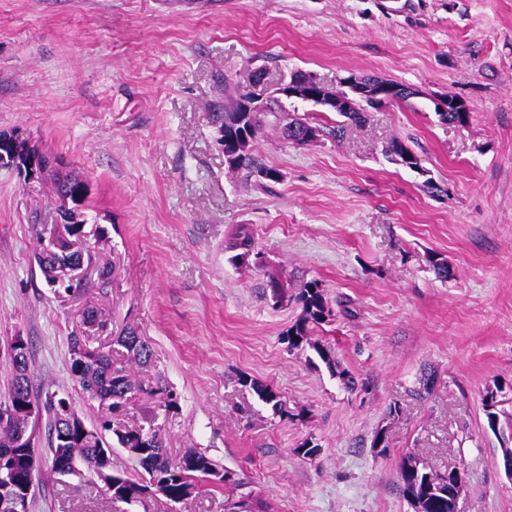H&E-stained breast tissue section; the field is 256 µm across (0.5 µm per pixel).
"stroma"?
Listing matches in <instances>:
<instances>
[{"mask_svg":"<svg viewBox=\"0 0 512 512\" xmlns=\"http://www.w3.org/2000/svg\"><path fill=\"white\" fill-rule=\"evenodd\" d=\"M295 71L336 90L379 76L417 94L361 124L281 99L252 148L278 179L230 171L212 113L225 94L265 98ZM448 95L466 123L439 120ZM295 116L313 141L282 139ZM0 131L86 181L76 218L93 261L76 293L51 290L34 254L57 225L53 180L0 168V400L20 336L34 393L69 397L98 423L105 410L68 352L93 306L103 326L91 347L114 350L134 328L151 363L122 350L115 361L176 397L163 416L133 392L124 425L157 418L173 456L196 450L235 473L257 512H412L398 481L410 454L440 476L465 469L458 512H512L498 465L512 431L493 434L482 406L501 386L512 418V0H412L399 13L379 0H0ZM393 140L420 170L384 156ZM243 227L259 262L233 258ZM273 277L291 296L321 284L333 315L312 339L356 390L284 343L301 307L275 303ZM245 377L276 388L283 412ZM307 439L317 455L299 454ZM35 446L43 474L28 512H114L98 477L62 484L47 435ZM228 497L204 482L188 501L130 512H227Z\"/></svg>","mask_w":512,"mask_h":512,"instance_id":"1","label":"stroma"}]
</instances>
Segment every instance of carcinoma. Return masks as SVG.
<instances>
[{
	"instance_id": "obj_1",
	"label": "carcinoma",
	"mask_w": 512,
	"mask_h": 512,
	"mask_svg": "<svg viewBox=\"0 0 512 512\" xmlns=\"http://www.w3.org/2000/svg\"><path fill=\"white\" fill-rule=\"evenodd\" d=\"M246 97L240 91L235 96L224 100V111L213 113V121L218 123V132L227 136L243 132L245 141L236 147L226 144L235 155L229 170L239 171L256 169L259 176L274 181L278 172L273 168L254 167L252 147L263 128L262 116L275 111L279 105L273 96L259 112H237L235 108ZM84 181L70 173H56L55 188L75 191ZM253 238L246 229H239L228 243V248L237 251L236 257L243 258L253 251ZM91 259V255L69 252L62 246L54 244L40 249L35 260L48 285H53L61 278L70 265ZM301 304V314L285 332V341L291 349L307 346L315 351L329 371L336 375L345 388H355L356 382L350 372L341 367L331 351L319 346L310 338L313 327L322 324L332 316V309L326 299L324 290L316 281L306 283L297 296ZM115 343L126 350L127 356L141 365L150 362L152 352L149 344L130 329L118 336ZM29 348L23 346L21 358H11L12 377L8 387V399L0 402V465L13 468V493L25 495L30 484L39 481L41 468L36 448H19L16 440L26 430L30 417L28 409L43 411L47 416L48 447L51 453V471L60 475L72 472L76 478L84 473L95 474L105 483H112L110 496L112 501L129 506L138 505L151 496H162L172 503L184 501L186 489L196 487V481L209 479L214 471L220 469L207 455L191 451L174 463L170 460L164 440L157 431L127 428L113 425L110 419H103L97 427H88L74 413H64L58 398L51 395L41 403L33 398L29 378ZM70 368L82 390L89 395L109 402V408L115 417L121 416L128 401V394L137 385L131 375L121 365L112 361V353L91 350L78 336L70 338ZM257 395L258 399L276 412L283 411L281 396L269 385L255 380H243ZM487 389L483 398V410L487 425L496 431L499 425V413L493 409L497 392ZM112 433L118 444L138 461L146 476L133 480L119 470L112 469L110 445L105 433ZM399 482L404 498L411 505L413 512H453L448 497V480L441 479L428 471V466L420 459L409 456L401 464Z\"/></svg>"
}]
</instances>
